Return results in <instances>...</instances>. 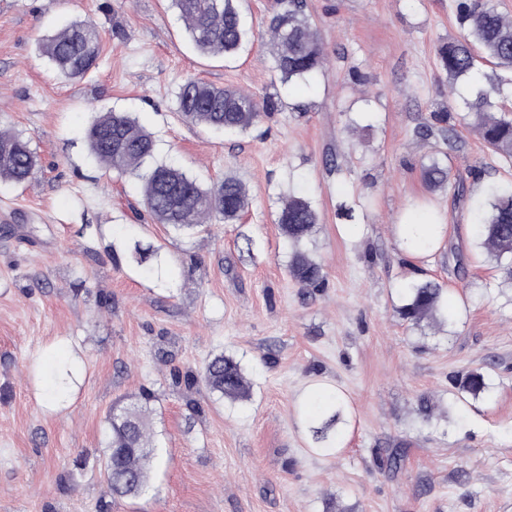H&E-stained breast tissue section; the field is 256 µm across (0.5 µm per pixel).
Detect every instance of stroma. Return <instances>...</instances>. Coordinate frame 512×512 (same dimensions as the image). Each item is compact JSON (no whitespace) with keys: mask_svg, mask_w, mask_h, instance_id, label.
I'll return each instance as SVG.
<instances>
[{"mask_svg":"<svg viewBox=\"0 0 512 512\" xmlns=\"http://www.w3.org/2000/svg\"><path fill=\"white\" fill-rule=\"evenodd\" d=\"M305 3L326 67L289 87L263 37L274 0H244L251 36L231 57L200 55L170 0H0V128L38 159L25 185L0 182V512H512V284L468 230L512 166L448 102L439 47L463 34L457 0ZM84 19L100 58L68 78L40 43ZM190 77L278 108L240 135L189 125L178 93ZM446 106L461 198L419 176L438 143L418 129ZM109 110L131 113L157 159L204 184L239 179L248 211L195 232L153 223L139 178L89 152L85 131ZM296 192L319 216L317 289L288 276L277 214ZM422 205L447 229L413 257L397 226ZM136 243L159 248L163 280L130 266ZM426 277L453 291L455 327L398 315L402 285ZM220 353L240 363L250 398L202 394L191 410L185 372ZM62 362L76 373L57 397ZM473 369L495 388L459 402L451 378ZM317 386L349 403L329 456L299 413ZM146 394L161 462L145 493L116 498L100 472L105 416Z\"/></svg>","mask_w":512,"mask_h":512,"instance_id":"stroma-1","label":"stroma"}]
</instances>
